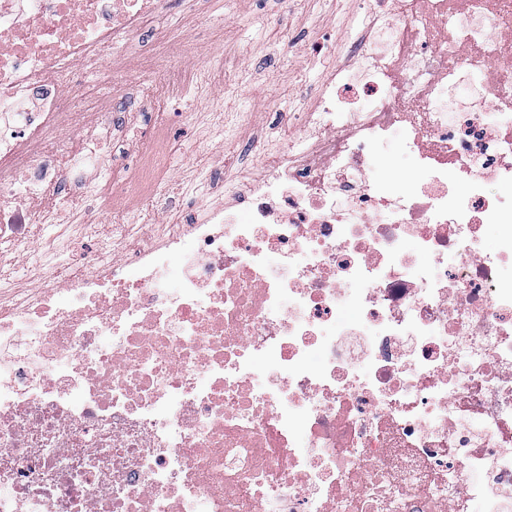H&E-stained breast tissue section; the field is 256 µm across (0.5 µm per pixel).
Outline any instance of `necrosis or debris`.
Here are the masks:
<instances>
[{
	"mask_svg": "<svg viewBox=\"0 0 512 512\" xmlns=\"http://www.w3.org/2000/svg\"><path fill=\"white\" fill-rule=\"evenodd\" d=\"M371 2L358 74L153 237L112 195L166 208V123L86 181L129 131L66 90L164 0H0V512H512V0ZM47 190L112 214L66 268ZM388 158V167H378L374 170L373 176L381 181L390 182L394 188L400 187L394 175L406 174L412 170L411 161L402 155L398 150L396 142H391L384 148Z\"/></svg>",
	"mask_w": 512,
	"mask_h": 512,
	"instance_id": "4bbe7bcc",
	"label": "necrosis or debris"
}]
</instances>
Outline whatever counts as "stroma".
I'll return each instance as SVG.
<instances>
[{
	"mask_svg": "<svg viewBox=\"0 0 512 512\" xmlns=\"http://www.w3.org/2000/svg\"><path fill=\"white\" fill-rule=\"evenodd\" d=\"M375 19L356 0H166L147 37L188 44L179 56L156 55L139 82L204 60L229 73L223 86L204 82L162 104L178 145L168 158L170 200L205 201L201 177L219 167L228 182L241 165L262 172L251 141L271 140L280 113L310 110L331 72L347 64L344 40Z\"/></svg>",
	"mask_w": 512,
	"mask_h": 512,
	"instance_id": "1",
	"label": "stroma"
}]
</instances>
